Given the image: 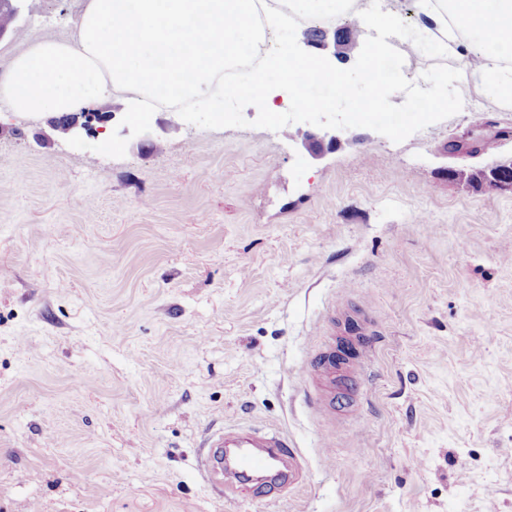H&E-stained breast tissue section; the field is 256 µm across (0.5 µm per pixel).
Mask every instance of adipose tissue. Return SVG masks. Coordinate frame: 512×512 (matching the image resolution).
Returning <instances> with one entry per match:
<instances>
[{"mask_svg": "<svg viewBox=\"0 0 512 512\" xmlns=\"http://www.w3.org/2000/svg\"><path fill=\"white\" fill-rule=\"evenodd\" d=\"M441 25L408 42L462 54L464 72L512 110V0H418ZM267 0H89L75 36L39 40L17 56L0 99L15 112L55 116L128 94L134 113L158 103L203 100L224 109V69L279 22Z\"/></svg>", "mask_w": 512, "mask_h": 512, "instance_id": "ef3b65f1", "label": "adipose tissue"}]
</instances>
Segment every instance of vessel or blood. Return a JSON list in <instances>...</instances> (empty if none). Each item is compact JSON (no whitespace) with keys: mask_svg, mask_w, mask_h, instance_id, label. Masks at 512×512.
Masks as SVG:
<instances>
[{"mask_svg":"<svg viewBox=\"0 0 512 512\" xmlns=\"http://www.w3.org/2000/svg\"><path fill=\"white\" fill-rule=\"evenodd\" d=\"M375 336V330L369 326L362 337L356 338L359 352L346 364L352 380L364 378ZM204 446L201 467L211 486L224 497L249 482L262 493L271 485L293 487L305 477L298 448L279 430L262 426L245 430L219 428L207 434Z\"/></svg>","mask_w":512,"mask_h":512,"instance_id":"b4317fda","label":"vessel or blood"}]
</instances>
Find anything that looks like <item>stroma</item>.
I'll list each match as a JSON object with an SVG mask.
<instances>
[{
  "mask_svg": "<svg viewBox=\"0 0 512 512\" xmlns=\"http://www.w3.org/2000/svg\"><path fill=\"white\" fill-rule=\"evenodd\" d=\"M0 79L87 0H36ZM111 150L0 103V512H512V189L449 180L512 157L482 98L395 143L312 157L304 123L204 129L172 108ZM335 317L381 334L368 390L317 382ZM299 448L301 487L217 495L212 428Z\"/></svg>",
  "mask_w": 512,
  "mask_h": 512,
  "instance_id": "1",
  "label": "stroma"
}]
</instances>
